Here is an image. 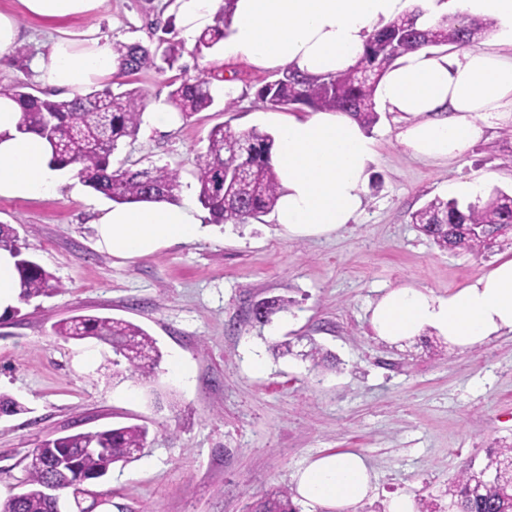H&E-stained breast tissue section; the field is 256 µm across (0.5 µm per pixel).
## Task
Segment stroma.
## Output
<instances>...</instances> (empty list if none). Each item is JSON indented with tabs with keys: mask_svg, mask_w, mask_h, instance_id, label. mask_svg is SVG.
Here are the masks:
<instances>
[{
	"mask_svg": "<svg viewBox=\"0 0 512 512\" xmlns=\"http://www.w3.org/2000/svg\"><path fill=\"white\" fill-rule=\"evenodd\" d=\"M171 3L104 0L94 16L49 23L23 14L19 0H0L21 27L18 55L0 58V83L47 90L32 62L60 36L80 42L93 32L114 46L156 47L154 26L171 19ZM180 46V66L212 78L216 94L233 79L235 106L216 104L164 131L144 120L112 165L177 171L178 200L195 208L206 237L134 259L98 248L91 219L111 202L74 167L51 198L0 197V224L24 232L62 285L0 320V391L26 407L0 419V496L23 479L38 441L137 423L149 428L141 455L104 478L107 501L94 512H245L272 488L295 490L293 476L309 460L345 450L364 455L376 474L357 512H386L398 494L413 496L417 512H446L461 469L512 446V335L463 353L423 338L389 344L374 335L369 307L404 285L447 295L512 253L507 238L478 254L445 253L411 222L425 202L487 173L489 188L511 192L512 124L488 129L454 160L422 162L397 142L394 114L380 112L369 133L374 173L355 223L321 238L288 236L269 214L218 224L200 207L194 178L210 129L272 133L306 110L256 97L275 71L227 57L219 45ZM267 297L291 305L267 324L253 322L252 304ZM77 315L145 329L163 354L155 378L117 382L108 345L54 335V324ZM284 341L291 354H272L270 344ZM313 343L328 362L304 358ZM179 361L188 378L174 374Z\"/></svg>",
	"mask_w": 512,
	"mask_h": 512,
	"instance_id": "35a3bbf8",
	"label": "stroma"
}]
</instances>
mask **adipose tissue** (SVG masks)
I'll list each match as a JSON object with an SVG mask.
<instances>
[{
	"instance_id": "ef3b65f1",
	"label": "adipose tissue",
	"mask_w": 512,
	"mask_h": 512,
	"mask_svg": "<svg viewBox=\"0 0 512 512\" xmlns=\"http://www.w3.org/2000/svg\"><path fill=\"white\" fill-rule=\"evenodd\" d=\"M33 17L62 22L95 12L103 0H19ZM223 0H174L177 26L190 39L212 25ZM495 19L512 37V0H236L224 54L259 69L291 68L320 76L352 67L370 35L403 14L419 11L427 27L455 7ZM34 69L52 88L73 91L117 72L108 43L57 38L45 44ZM376 99L399 123L397 140L416 158L451 160L492 126L512 123V57L495 44L451 53L422 48L401 57L380 81ZM18 105L0 97V197L47 199L60 172L48 142L16 133ZM375 144L344 112H312L278 129L271 163L281 185L273 219L290 236L325 235L354 222L371 180ZM99 247L128 258L198 239L204 232L191 206L168 201L115 205L95 219ZM378 338L396 343L435 329L450 346L471 350L512 333V255L498 257L464 286L439 296L426 288L384 291L370 306ZM375 474L353 451L308 461L295 474L302 501L324 512H353Z\"/></svg>"
}]
</instances>
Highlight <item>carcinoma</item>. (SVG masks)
I'll list each match as a JSON object with an SVG mask.
<instances>
[{
  "instance_id": "obj_1",
  "label": "carcinoma",
  "mask_w": 512,
  "mask_h": 512,
  "mask_svg": "<svg viewBox=\"0 0 512 512\" xmlns=\"http://www.w3.org/2000/svg\"><path fill=\"white\" fill-rule=\"evenodd\" d=\"M235 0H224L214 24L197 37V48L210 49L224 40L232 27ZM495 27L483 18L467 21L442 18L420 29L417 15L405 14L376 31L357 63L343 72L307 77L287 68L278 78L261 85L257 97L273 107L300 105L314 112H346L363 129L379 119L376 89L386 72L403 55L425 47L463 48L481 40ZM166 45L162 55L139 43L119 44L116 76L135 75L144 70L165 73L175 67L180 54L176 44ZM0 96L13 100L21 110L16 127L19 133L34 132L52 149L51 166L78 167L86 186L123 205L149 200L177 201L179 174L166 167L114 171L111 156L119 143L138 134L145 111L139 89L116 92L107 85L86 95L58 100L52 94L36 95L23 83L0 84ZM211 81L202 76H182L170 92L169 102L183 116H192L213 105ZM206 150L196 157L195 177L198 201L217 223H244L274 210L280 183L270 163L274 136L257 130L236 133L214 126L207 137ZM411 223L430 238L442 252H479L484 241L468 231L470 224H482L489 234L512 225V194L498 189L484 202H461L436 197L411 214ZM0 250L16 258L20 280L19 300L47 296L61 284L32 256L16 228L0 224ZM289 301L263 299L255 303L257 322L266 323ZM55 335L65 340L88 338L114 346L112 377L119 380H148L162 361L156 340L132 322L89 315L74 316L53 326ZM27 411L8 394L0 393V412L7 416ZM148 428L140 424L103 428L45 438L26 457L21 491L0 499V512H57L63 502L78 505L94 492V487L115 466L135 461L146 443ZM482 480L481 493L469 488ZM448 507L457 512H512V485L496 469H464L448 487ZM248 512H296L288 489L272 490L248 505Z\"/></svg>"
}]
</instances>
